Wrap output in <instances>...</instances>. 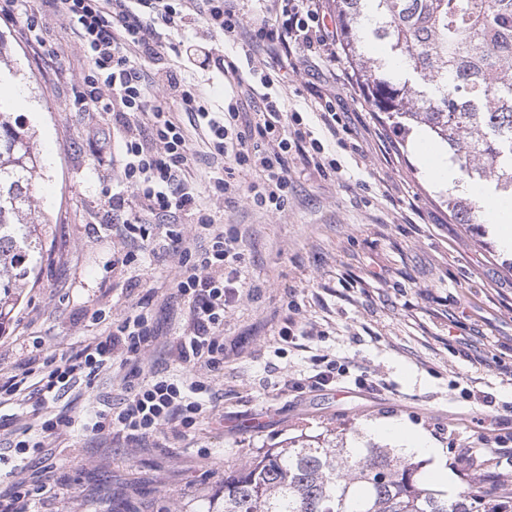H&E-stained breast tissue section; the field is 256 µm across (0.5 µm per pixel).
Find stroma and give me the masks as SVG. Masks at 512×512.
Wrapping results in <instances>:
<instances>
[{"label": "stroma", "instance_id": "stroma-1", "mask_svg": "<svg viewBox=\"0 0 512 512\" xmlns=\"http://www.w3.org/2000/svg\"><path fill=\"white\" fill-rule=\"evenodd\" d=\"M41 22L48 38L62 42L55 59L23 40L18 25L0 20V40L17 70L0 93L17 85L26 92L16 112L36 131L44 178L32 204L47 218L37 274L0 326L5 376L33 356L76 351L106 335L113 317L145 293L134 284L138 268L115 263L130 246L105 196L119 187L120 134L111 115L69 111L87 61L68 19L46 13ZM196 32L199 43L222 44L235 58L238 78L196 66L180 28L162 31L165 59L188 70L218 112L237 84L259 85L246 61L266 53L243 39L226 43L201 25ZM273 78L268 93L300 113L341 178L320 176L305 149L292 148L288 208L272 214L243 197L225 202L209 187L206 157H197L189 178L216 223L237 230L245 283L224 312V372L212 384V409L186 435L167 431L142 448L62 436L52 463L65 487L36 512H207L223 472L260 449L302 434L385 448L388 440L370 428L389 419L406 421L441 448L454 487L467 470L458 453L474 436L512 448V254L488 222L455 223L448 186L433 180L414 149L431 134L383 123L344 58L332 62L300 49ZM325 101L344 126L335 138L316 113ZM177 261L169 253L148 268L158 338L144 366L171 373L177 365L166 343L183 321L179 307L166 302ZM254 283L259 293H252ZM292 300L297 310H289ZM290 319L306 330L296 348L278 336ZM322 355L344 359L349 371L316 388L311 378ZM486 394L492 403H483ZM123 396L103 373L55 403L0 407V488L44 465L36 455L18 463L7 449L13 430L37 425L63 405L79 413Z\"/></svg>", "mask_w": 512, "mask_h": 512}]
</instances>
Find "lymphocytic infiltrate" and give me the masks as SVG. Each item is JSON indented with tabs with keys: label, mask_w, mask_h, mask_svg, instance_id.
Listing matches in <instances>:
<instances>
[{
	"label": "lymphocytic infiltrate",
	"mask_w": 512,
	"mask_h": 512,
	"mask_svg": "<svg viewBox=\"0 0 512 512\" xmlns=\"http://www.w3.org/2000/svg\"><path fill=\"white\" fill-rule=\"evenodd\" d=\"M72 20V32L84 50L88 71L72 107L111 113L122 129L120 181L123 191L111 197L112 214L132 245L117 264L137 265L155 252L147 225L167 220L165 238L179 257L169 298L182 304L185 325L168 351L180 373L145 374L142 357L158 335L143 296L132 310L114 318L107 335L94 337L77 353L31 358L18 373L0 382V403L29 394L45 404L101 371L119 377L124 396L118 404L76 417L68 409L49 414L38 437L13 441L16 456L44 454L60 436L89 432L139 447L164 429L176 435L203 419L212 394L210 377L224 370V310L238 295L242 254L236 232L214 222L198 191L186 179L197 155L182 124L155 94L179 102L183 112L205 131L207 156L220 168L212 181L215 193L233 201L249 190L254 204L269 212L288 205V153L308 142L310 161L319 174L335 175V159L325 157L322 143L300 128L299 116H288L281 102L255 88L210 111L197 88L181 71L167 66L160 27L189 28L205 24L233 41L247 35L252 46L278 56L294 49L320 51L336 43L318 0H268L261 19L248 21L236 0H0V13L21 15L23 36L37 44L45 39L43 13ZM251 112H243L244 102ZM194 226L185 235L182 219ZM52 490L47 472L21 478L0 490V512H31L32 504Z\"/></svg>",
	"instance_id": "1"
}]
</instances>
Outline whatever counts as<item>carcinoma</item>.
<instances>
[{
	"instance_id": "carcinoma-1",
	"label": "carcinoma",
	"mask_w": 512,
	"mask_h": 512,
	"mask_svg": "<svg viewBox=\"0 0 512 512\" xmlns=\"http://www.w3.org/2000/svg\"><path fill=\"white\" fill-rule=\"evenodd\" d=\"M341 50L374 110L394 129L424 126L448 148L460 180L512 199V0H336ZM380 41L386 55L372 58ZM0 99V274L35 276L39 229L32 194L41 164L35 131ZM459 224H477L481 198L448 194ZM0 279V325L14 307ZM419 465L392 448L291 439L224 475L207 512H477V477L453 497L418 479Z\"/></svg>"
}]
</instances>
